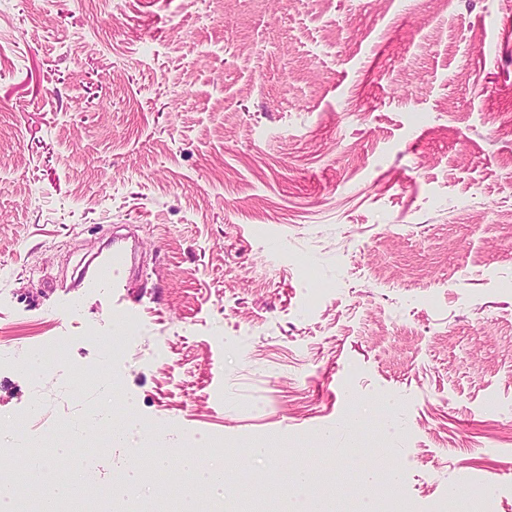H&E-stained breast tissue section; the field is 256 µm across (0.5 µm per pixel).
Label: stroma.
<instances>
[{
    "label": "stroma",
    "mask_w": 512,
    "mask_h": 512,
    "mask_svg": "<svg viewBox=\"0 0 512 512\" xmlns=\"http://www.w3.org/2000/svg\"><path fill=\"white\" fill-rule=\"evenodd\" d=\"M512 0H0V354L135 320L150 434L512 512ZM131 234L124 297L64 292ZM0 363L32 441L84 399Z\"/></svg>",
    "instance_id": "obj_1"
}]
</instances>
